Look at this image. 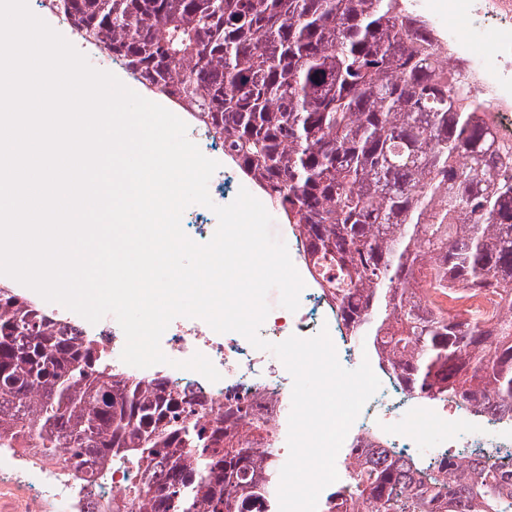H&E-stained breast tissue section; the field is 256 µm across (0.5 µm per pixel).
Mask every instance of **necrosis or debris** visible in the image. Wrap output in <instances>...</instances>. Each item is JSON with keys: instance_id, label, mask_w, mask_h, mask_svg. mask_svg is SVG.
I'll use <instances>...</instances> for the list:
<instances>
[{"instance_id": "4bbe7bcc", "label": "necrosis or debris", "mask_w": 512, "mask_h": 512, "mask_svg": "<svg viewBox=\"0 0 512 512\" xmlns=\"http://www.w3.org/2000/svg\"><path fill=\"white\" fill-rule=\"evenodd\" d=\"M449 20L476 27L478 39L461 38L456 29L433 26L432 36L443 44L441 68L446 72L462 71L468 77L472 97L488 101L487 119L496 142L512 144V0H447ZM211 206H197L181 218L185 234L195 242L209 241L218 226L214 206H224L234 199L225 189L223 170H216L209 180ZM292 262L305 283L297 311L281 308L270 311L259 330L263 339L283 341L296 335L310 338L328 330L338 357H354L355 350L339 334L340 325L328 278L323 268L313 266L304 244L298 243ZM57 319L77 328L82 336L92 337L113 370L127 371L120 359L125 345L118 322L100 320L92 324L65 309H55ZM161 349L169 364L139 370L143 379L157 376L167 381L172 393L184 394L200 401L202 419L221 420L227 403L244 400L250 416L262 419L277 437L278 447H286L281 405L288 395L289 372L284 364L267 363L261 350L241 334L215 332L199 318H175L161 338ZM206 356L221 374L212 382L201 374L178 369V362L195 354ZM395 402L384 391H377L364 405L348 432L353 448H416L422 434L398 425L392 419ZM66 449H58L49 460L13 441L0 447V485L28 483L37 500L64 502L66 512H112L125 488L135 483L134 471L113 468L87 478L61 463Z\"/></svg>"}]
</instances>
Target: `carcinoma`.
<instances>
[{
  "instance_id": "cac0c4a2",
  "label": "carcinoma",
  "mask_w": 512,
  "mask_h": 512,
  "mask_svg": "<svg viewBox=\"0 0 512 512\" xmlns=\"http://www.w3.org/2000/svg\"><path fill=\"white\" fill-rule=\"evenodd\" d=\"M398 0H59L85 39L198 108L234 161L336 269V314L405 390L512 410V145L438 66ZM505 293L489 322L440 302ZM196 403L117 374L90 343L0 286V438L99 472L135 470L116 512H275L280 449L244 405ZM322 512H512V483L448 455L418 468L343 458Z\"/></svg>"
}]
</instances>
